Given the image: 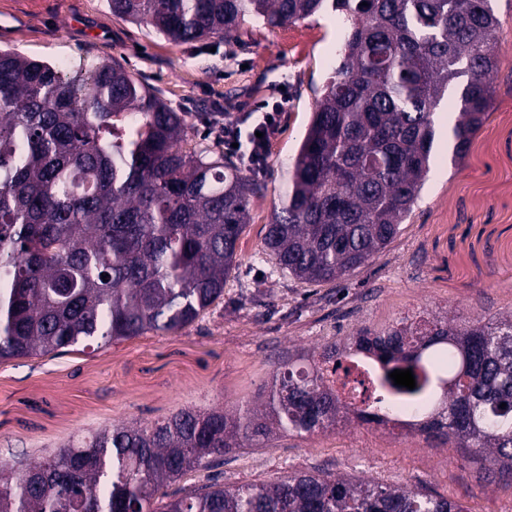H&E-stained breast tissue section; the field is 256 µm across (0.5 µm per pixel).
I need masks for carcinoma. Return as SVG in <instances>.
Segmentation results:
<instances>
[{
	"label": "carcinoma",
	"mask_w": 512,
	"mask_h": 512,
	"mask_svg": "<svg viewBox=\"0 0 512 512\" xmlns=\"http://www.w3.org/2000/svg\"><path fill=\"white\" fill-rule=\"evenodd\" d=\"M367 5H362V2ZM326 0H109L112 14L183 44L241 39L255 18L275 28ZM346 25L341 59L263 238L296 280H342L381 253L405 223L430 170L434 111L459 87L448 131L465 157L492 104L498 19L491 0H332ZM190 127L117 60L68 74L0 49V361L175 333L224 294L262 189L245 164L188 147ZM107 279H102V276ZM357 342L381 361L374 408L412 411L445 376L421 431L485 480L512 477V312L486 320L428 312ZM336 343L278 359L257 403L182 410L117 424L27 464L0 462V512H466L443 495L329 473L203 484L155 504L164 488L224 453L276 436L333 431L350 410L324 365ZM410 369L416 387L389 377ZM505 408H500L501 404Z\"/></svg>",
	"instance_id": "1"
}]
</instances>
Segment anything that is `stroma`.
Masks as SVG:
<instances>
[{
  "label": "stroma",
  "mask_w": 512,
  "mask_h": 512,
  "mask_svg": "<svg viewBox=\"0 0 512 512\" xmlns=\"http://www.w3.org/2000/svg\"><path fill=\"white\" fill-rule=\"evenodd\" d=\"M492 5L500 26L493 101L467 155L434 162L410 219L377 257L344 280L311 285L276 271L262 241L315 101L340 60L338 12L327 6L273 30L250 19L237 45L217 37L175 45L113 16L107 0H0V48L51 63L118 60L185 116L197 142H215L209 113L288 100L221 299L176 333L0 362V461L37 460L119 423L255 400L277 355L363 326L382 328L425 310L471 320L512 310V0ZM295 471L423 485L466 512H512V482L483 480L456 449L366 425L230 452L215 475L235 486Z\"/></svg>",
  "instance_id": "35a3bbf8"
}]
</instances>
